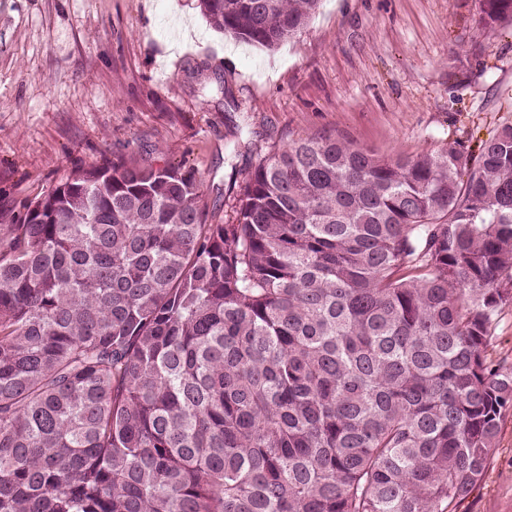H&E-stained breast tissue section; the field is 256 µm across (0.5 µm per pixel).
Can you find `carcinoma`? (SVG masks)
Returning a JSON list of instances; mask_svg holds the SVG:
<instances>
[{
	"mask_svg": "<svg viewBox=\"0 0 512 512\" xmlns=\"http://www.w3.org/2000/svg\"><path fill=\"white\" fill-rule=\"evenodd\" d=\"M319 2L200 6L273 48ZM199 190L105 162L0 227V512H455L512 411V125L477 156L297 139L227 224ZM495 330L496 342L490 349L491 357L512 365V304L502 307Z\"/></svg>",
	"mask_w": 512,
	"mask_h": 512,
	"instance_id": "obj_1",
	"label": "carcinoma"
}]
</instances>
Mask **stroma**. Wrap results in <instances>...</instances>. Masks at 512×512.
<instances>
[{
	"instance_id": "obj_1",
	"label": "stroma",
	"mask_w": 512,
	"mask_h": 512,
	"mask_svg": "<svg viewBox=\"0 0 512 512\" xmlns=\"http://www.w3.org/2000/svg\"><path fill=\"white\" fill-rule=\"evenodd\" d=\"M479 0H322L267 49L199 0H0V225L76 170L167 159L194 169L210 224L265 155L298 138L383 157L477 149L512 123V35ZM456 512H512V415Z\"/></svg>"
}]
</instances>
